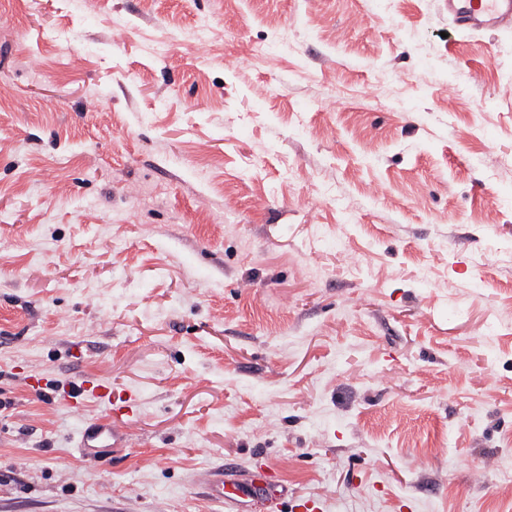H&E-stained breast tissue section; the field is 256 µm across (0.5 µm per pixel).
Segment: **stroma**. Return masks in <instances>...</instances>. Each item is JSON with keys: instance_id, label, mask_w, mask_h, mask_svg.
I'll return each mask as SVG.
<instances>
[{"instance_id": "1", "label": "stroma", "mask_w": 512, "mask_h": 512, "mask_svg": "<svg viewBox=\"0 0 512 512\" xmlns=\"http://www.w3.org/2000/svg\"><path fill=\"white\" fill-rule=\"evenodd\" d=\"M1 86L0 512H512V23L0 0ZM82 373L132 447L75 449ZM53 397L60 404L76 409H81L90 401L105 407V420L88 425L79 434L78 448L84 455L96 457L103 448H126L134 440L136 397L132 392H125L116 398L112 387L100 380L79 377L63 392L56 391ZM204 481L211 487L212 496L222 502L233 503L239 498L257 496L261 491H266L272 498H277L280 495L277 490L279 485L272 479L269 471L266 470H263L260 474L258 482L252 481L247 484L224 483V474L215 478L207 475Z\"/></svg>"}]
</instances>
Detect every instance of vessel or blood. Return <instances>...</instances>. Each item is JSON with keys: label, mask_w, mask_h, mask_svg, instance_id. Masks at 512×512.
<instances>
[{"label": "vessel or blood", "mask_w": 512, "mask_h": 512, "mask_svg": "<svg viewBox=\"0 0 512 512\" xmlns=\"http://www.w3.org/2000/svg\"><path fill=\"white\" fill-rule=\"evenodd\" d=\"M447 6L449 16L464 30L495 29L512 20V0H447ZM54 398L76 409L90 401L104 406L105 420L88 425L79 434L78 446L84 455L95 457L103 449L126 448L133 441L136 403L133 393L117 396L103 382L80 377L55 393ZM208 484L215 499L228 503L257 496L263 491L274 498L279 495L277 483L266 471L259 480L247 484L229 483L220 476L209 479Z\"/></svg>", "instance_id": "1"}]
</instances>
